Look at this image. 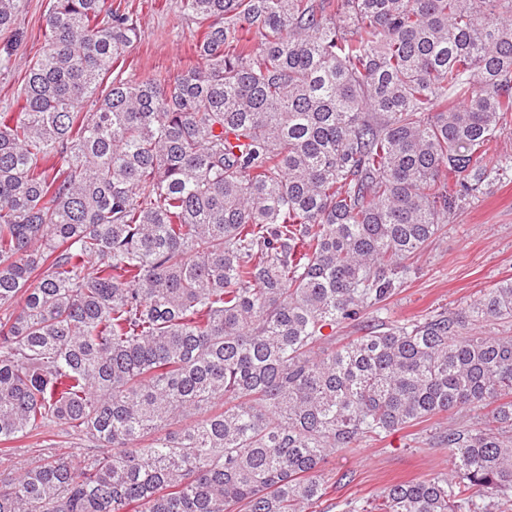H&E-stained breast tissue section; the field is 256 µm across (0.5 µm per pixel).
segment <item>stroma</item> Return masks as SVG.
<instances>
[{"instance_id":"1","label":"stroma","mask_w":512,"mask_h":512,"mask_svg":"<svg viewBox=\"0 0 512 512\" xmlns=\"http://www.w3.org/2000/svg\"><path fill=\"white\" fill-rule=\"evenodd\" d=\"M52 0H28L11 30L0 32V51L11 48L10 68H0V113L14 112L30 58L44 45L45 17ZM142 29V39L119 62L123 76L143 79L173 76L196 64L191 25L181 13L180 0H124ZM409 272L379 311L382 320L407 322L442 308H461L481 292L512 278V170L483 193L467 198L442 234L408 263ZM485 408L428 421L331 455L323 470L328 494L309 512H346L349 503L365 506L388 485L420 479L447 469V449L433 446L432 436L448 422L469 423L483 418ZM85 442L74 436L25 437L0 454V479L40 462L47 455H71L82 460Z\"/></svg>"}]
</instances>
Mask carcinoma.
Listing matches in <instances>:
<instances>
[{"label": "carcinoma", "mask_w": 512, "mask_h": 512, "mask_svg": "<svg viewBox=\"0 0 512 512\" xmlns=\"http://www.w3.org/2000/svg\"><path fill=\"white\" fill-rule=\"evenodd\" d=\"M181 8L199 62L132 79L133 16L53 0L0 115V445L99 449L0 481V512H306L328 455L479 405L377 510L512 512V336L471 333L512 279L332 340L497 179L512 0Z\"/></svg>", "instance_id": "cac0c4a2"}]
</instances>
